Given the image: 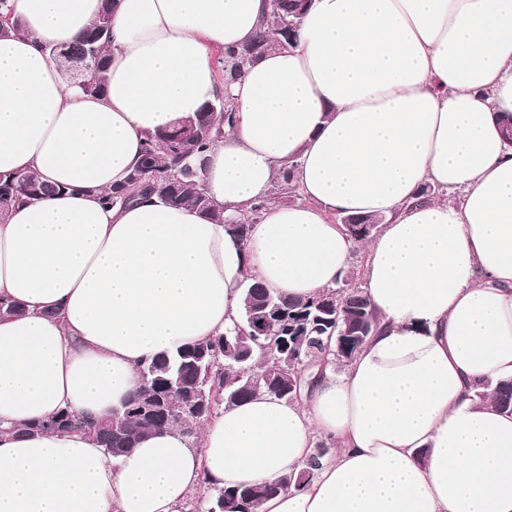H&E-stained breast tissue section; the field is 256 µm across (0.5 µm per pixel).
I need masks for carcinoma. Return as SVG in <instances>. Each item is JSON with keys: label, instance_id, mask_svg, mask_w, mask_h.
<instances>
[{"label": "carcinoma", "instance_id": "obj_1", "mask_svg": "<svg viewBox=\"0 0 512 512\" xmlns=\"http://www.w3.org/2000/svg\"><path fill=\"white\" fill-rule=\"evenodd\" d=\"M312 0H277L269 9L278 11L295 26H300ZM112 14L106 2L100 18L67 48L50 49L55 57L75 63L79 57L91 59L87 83L80 86L86 93L101 94L107 84V56L111 47V26L103 17ZM0 36L18 30L19 22L11 18L8 0H0ZM294 38L280 40L263 18L252 44L267 48L272 43L284 47ZM254 60L244 48L224 54V81L239 76L244 66ZM233 107L219 97L194 116L201 133L192 141L178 140L179 126L162 129L144 145L134 177L121 185L123 194L110 191L106 202L127 205L142 195H155L175 206H189L211 213L217 222L223 213L212 208L202 189L205 153L224 134V118ZM59 188L41 180L34 173L0 175V217L10 205L22 198L39 200L53 196ZM263 208L258 204L236 218L227 219V228L235 237L246 241L249 224ZM352 225L348 234L357 242L374 237L365 231L367 224H382L373 216H348ZM379 323V317L363 289L342 280L336 286L318 292L306 300H290L269 291L260 283H247L243 289L239 322L218 336L188 342L173 351L156 355L141 367L139 385L124 404L116 409L121 422L111 427L103 422L86 423L68 411L42 422L31 423V431L88 432L104 448L118 457L130 451L135 435L166 427L192 434L206 423L221 405L232 406L252 397L257 391L287 403L297 402L290 384L299 382L305 390L307 381L332 362L349 363ZM293 340V351L279 352L278 337ZM476 396L491 399L495 407L512 414V380L484 384ZM328 453L323 443L306 463L297 469L258 487H231L217 490L215 498L194 504L206 512H257L260 503L280 491L301 489L311 483L319 459Z\"/></svg>", "mask_w": 512, "mask_h": 512}]
</instances>
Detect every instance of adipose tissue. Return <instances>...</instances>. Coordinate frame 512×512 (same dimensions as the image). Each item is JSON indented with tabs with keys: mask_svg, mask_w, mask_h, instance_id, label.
<instances>
[{
	"mask_svg": "<svg viewBox=\"0 0 512 512\" xmlns=\"http://www.w3.org/2000/svg\"><path fill=\"white\" fill-rule=\"evenodd\" d=\"M104 0H11L0 37V173L58 194L0 220V512H182L201 481L259 486L334 449L312 482L258 512H512V415L475 395L512 379V0H313L293 46L228 89L236 121L203 189L236 215L159 199L112 207L146 138L221 89L213 53L249 42L267 0H113L105 95L63 78ZM300 194L271 201L283 168ZM462 191L458 205L416 197ZM384 217L363 247L378 329L302 402L265 392L192 437L137 436L112 459L85 433L27 432L63 409L105 419L142 364L224 333L246 279L304 300L335 286L356 242L337 219Z\"/></svg>",
	"mask_w": 512,
	"mask_h": 512,
	"instance_id": "obj_1",
	"label": "adipose tissue"
}]
</instances>
